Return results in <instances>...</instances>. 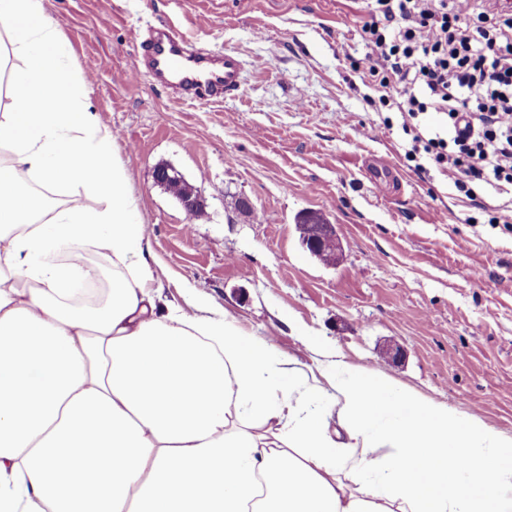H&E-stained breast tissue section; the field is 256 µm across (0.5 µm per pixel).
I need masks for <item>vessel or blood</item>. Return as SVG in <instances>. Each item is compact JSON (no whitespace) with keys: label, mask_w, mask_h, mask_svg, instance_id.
<instances>
[{"label":"vessel or blood","mask_w":512,"mask_h":512,"mask_svg":"<svg viewBox=\"0 0 512 512\" xmlns=\"http://www.w3.org/2000/svg\"><path fill=\"white\" fill-rule=\"evenodd\" d=\"M140 45L142 59L134 65L133 76L170 85L183 101L209 103L235 97L239 90V61L232 53L194 48L185 35L170 28L151 30Z\"/></svg>","instance_id":"1"}]
</instances>
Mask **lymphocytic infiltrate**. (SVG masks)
<instances>
[{"label": "lymphocytic infiltrate", "instance_id": "lymphocytic-infiltrate-1", "mask_svg": "<svg viewBox=\"0 0 512 512\" xmlns=\"http://www.w3.org/2000/svg\"><path fill=\"white\" fill-rule=\"evenodd\" d=\"M352 69L397 111L415 169L445 170L470 201L512 188V14L496 0H374ZM444 116L426 131L425 114Z\"/></svg>", "mask_w": 512, "mask_h": 512}]
</instances>
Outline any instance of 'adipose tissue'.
<instances>
[{
  "label": "adipose tissue",
  "mask_w": 512,
  "mask_h": 512,
  "mask_svg": "<svg viewBox=\"0 0 512 512\" xmlns=\"http://www.w3.org/2000/svg\"><path fill=\"white\" fill-rule=\"evenodd\" d=\"M88 95L44 0H0V512H512V437L161 301ZM27 182L65 199L38 213ZM91 248L100 307L77 299Z\"/></svg>",
  "instance_id": "obj_1"
}]
</instances>
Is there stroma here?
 Listing matches in <instances>:
<instances>
[{
	"label": "stroma",
	"mask_w": 512,
	"mask_h": 512,
	"mask_svg": "<svg viewBox=\"0 0 512 512\" xmlns=\"http://www.w3.org/2000/svg\"><path fill=\"white\" fill-rule=\"evenodd\" d=\"M371 0H46L89 109L112 132L147 226L163 300L201 296L273 351L315 367L300 336L512 436V232L468 224L436 167L406 161L351 70ZM170 25L241 61L235 98L192 104L131 78L139 30ZM399 182L378 191L363 163ZM178 174L193 217L156 179ZM248 199L250 213L238 210ZM323 213L340 250L325 264L296 218Z\"/></svg>",
	"instance_id": "stroma-1"
}]
</instances>
